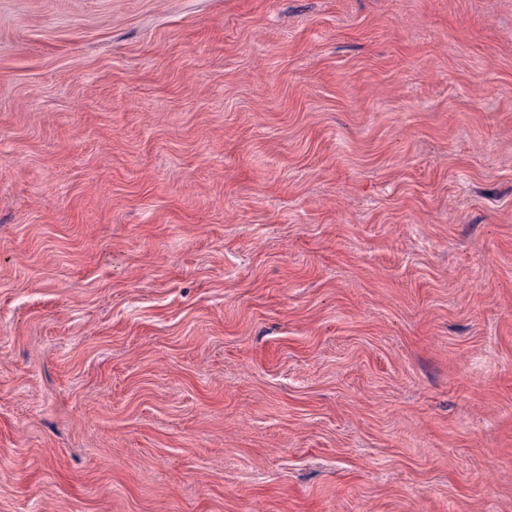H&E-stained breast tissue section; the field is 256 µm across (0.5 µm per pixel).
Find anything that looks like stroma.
<instances>
[{"mask_svg":"<svg viewBox=\"0 0 512 512\" xmlns=\"http://www.w3.org/2000/svg\"><path fill=\"white\" fill-rule=\"evenodd\" d=\"M0 512H512V0H0Z\"/></svg>","mask_w":512,"mask_h":512,"instance_id":"35a3bbf8","label":"stroma"}]
</instances>
